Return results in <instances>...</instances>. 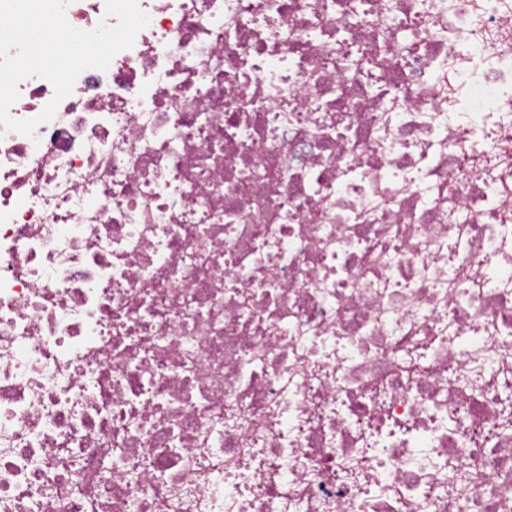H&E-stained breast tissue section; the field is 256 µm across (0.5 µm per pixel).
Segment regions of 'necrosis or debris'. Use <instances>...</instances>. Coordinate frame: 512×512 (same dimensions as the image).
<instances>
[{
	"instance_id": "1",
	"label": "necrosis or debris",
	"mask_w": 512,
	"mask_h": 512,
	"mask_svg": "<svg viewBox=\"0 0 512 512\" xmlns=\"http://www.w3.org/2000/svg\"><path fill=\"white\" fill-rule=\"evenodd\" d=\"M138 3L0 126V512H512V0Z\"/></svg>"
}]
</instances>
